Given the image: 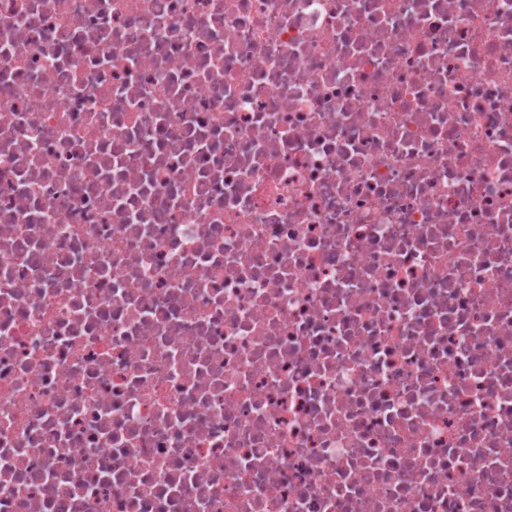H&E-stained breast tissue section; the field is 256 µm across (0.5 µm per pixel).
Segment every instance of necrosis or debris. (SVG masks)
<instances>
[{
    "instance_id": "necrosis-or-debris-1",
    "label": "necrosis or debris",
    "mask_w": 512,
    "mask_h": 512,
    "mask_svg": "<svg viewBox=\"0 0 512 512\" xmlns=\"http://www.w3.org/2000/svg\"><path fill=\"white\" fill-rule=\"evenodd\" d=\"M0 512H512V0H0Z\"/></svg>"
}]
</instances>
